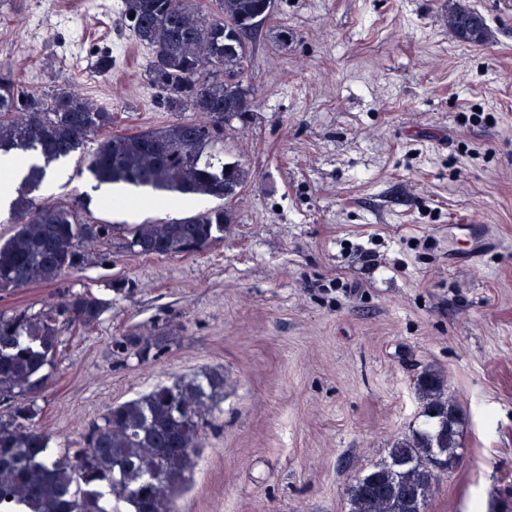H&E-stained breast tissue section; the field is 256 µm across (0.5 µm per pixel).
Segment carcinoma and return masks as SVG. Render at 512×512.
Here are the masks:
<instances>
[{
  "instance_id": "1",
  "label": "carcinoma",
  "mask_w": 512,
  "mask_h": 512,
  "mask_svg": "<svg viewBox=\"0 0 512 512\" xmlns=\"http://www.w3.org/2000/svg\"><path fill=\"white\" fill-rule=\"evenodd\" d=\"M265 2L215 0L213 17L196 0H123L129 29L153 51L148 85L168 111L201 117L104 139L87 165L97 185H121L159 205L173 195L231 199L249 181L248 169L226 159L224 125L254 111L252 91L241 90L242 70L252 38L272 15ZM240 20L254 28L227 51L224 28ZM474 20L483 17L456 7L448 11V30L465 42ZM110 125L112 113L76 87L38 94L0 71V154L29 162L10 203L13 234L0 242V292L83 269L97 257L92 249L112 235L109 224L83 222L73 207L35 197L48 169ZM228 223V211L217 206L180 221L135 224L126 248L139 256L196 253L224 237ZM107 307L80 293L46 301L36 312H0V399L11 400L0 411V504L25 512H105L98 489L107 486L113 512H176L222 380H180L114 405L89 428L84 447L59 456L50 436L34 426L36 398L62 344L59 325L92 326ZM416 391L422 427L395 441L386 458L348 486V512H427L440 474L458 463L459 418L444 379L424 372Z\"/></svg>"
}]
</instances>
